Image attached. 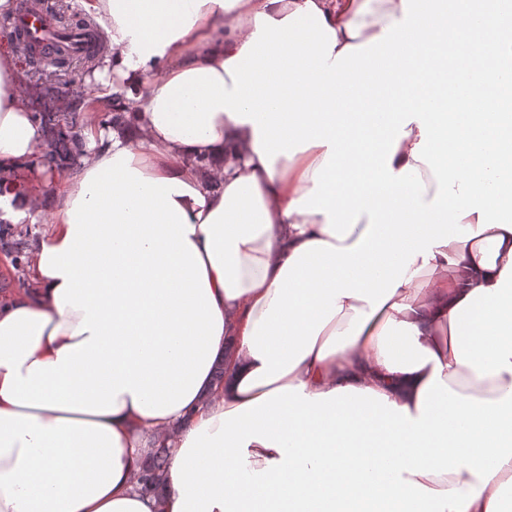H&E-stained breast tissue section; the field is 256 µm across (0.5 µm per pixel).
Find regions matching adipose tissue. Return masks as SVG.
Listing matches in <instances>:
<instances>
[{
	"label": "adipose tissue",
	"instance_id": "obj_1",
	"mask_svg": "<svg viewBox=\"0 0 512 512\" xmlns=\"http://www.w3.org/2000/svg\"><path fill=\"white\" fill-rule=\"evenodd\" d=\"M451 3L81 0L133 109L64 174L0 47V221L51 216L0 294V512H512V157L444 109L512 17ZM170 455L167 448H155L147 457L142 470L137 475L139 490L145 495H154L162 476L168 471Z\"/></svg>",
	"mask_w": 512,
	"mask_h": 512
}]
</instances>
